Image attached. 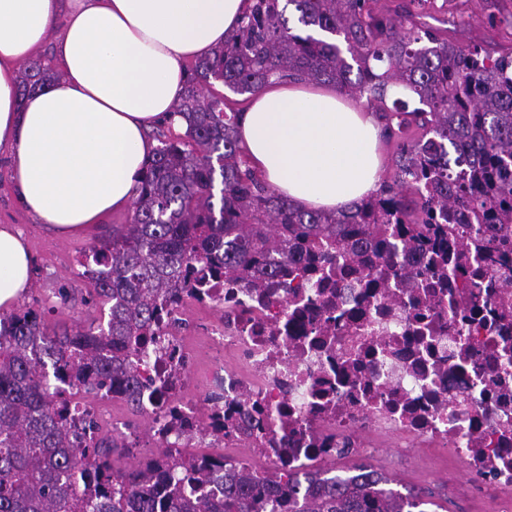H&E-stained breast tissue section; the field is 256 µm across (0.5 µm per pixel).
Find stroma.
Masks as SVG:
<instances>
[{
	"instance_id": "1",
	"label": "stroma",
	"mask_w": 512,
	"mask_h": 512,
	"mask_svg": "<svg viewBox=\"0 0 512 512\" xmlns=\"http://www.w3.org/2000/svg\"><path fill=\"white\" fill-rule=\"evenodd\" d=\"M455 25L449 26V40L458 44H479L489 51L512 50V0H457ZM129 213L109 217L85 234L62 237L39 224L18 200L9 172L8 156L0 152V224H10L27 240L34 256L31 285L21 304H34L45 311L49 324L72 326L90 324L100 318L89 294V283L79 264L82 253L97 239L109 235L113 225L124 224ZM69 288L73 297L61 303L57 289ZM371 456H354L350 462L329 465L328 472L341 475L351 465L370 464L392 478L396 489L419 493L425 512H512V502L494 500L485 492V482L466 477L461 468L423 448H402L395 435H371Z\"/></svg>"
}]
</instances>
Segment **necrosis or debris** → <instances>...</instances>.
Returning <instances> with one entry per match:
<instances>
[{"instance_id": "1", "label": "necrosis or debris", "mask_w": 512, "mask_h": 512, "mask_svg": "<svg viewBox=\"0 0 512 512\" xmlns=\"http://www.w3.org/2000/svg\"><path fill=\"white\" fill-rule=\"evenodd\" d=\"M349 266L334 257L271 298L209 279L145 348L139 369L160 383L143 414L217 426L219 447L246 449L260 475L317 471L349 435L388 430L512 495V273L489 292L469 263L445 288H371ZM213 310L201 365L187 330ZM282 433L287 447H273Z\"/></svg>"}]
</instances>
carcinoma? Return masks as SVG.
Segmentation results:
<instances>
[{"label":"carcinoma","mask_w":512,"mask_h":512,"mask_svg":"<svg viewBox=\"0 0 512 512\" xmlns=\"http://www.w3.org/2000/svg\"><path fill=\"white\" fill-rule=\"evenodd\" d=\"M251 0L237 33L188 67L173 113L184 134L160 125L127 223L83 255L104 324L59 328L23 305L0 317V512H415L419 497L378 486L370 465L341 478L273 471L165 448L112 467L126 437L102 431L64 395L122 396L134 415L150 389L136 367L166 307L201 297L198 269L244 288H276L336 251L360 265L366 249L385 266L395 244L432 256L505 262L512 253V52L462 47L430 25L453 0ZM54 73L27 64L21 94ZM273 78L334 83L366 97L395 146L394 173L350 211L299 209L256 177L238 144L241 109L216 82L252 94ZM505 230L466 236L458 217ZM214 478L224 495L195 496Z\"/></svg>","instance_id":"obj_1"}]
</instances>
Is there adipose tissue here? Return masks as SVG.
Instances as JSON below:
<instances>
[{
	"mask_svg": "<svg viewBox=\"0 0 512 512\" xmlns=\"http://www.w3.org/2000/svg\"><path fill=\"white\" fill-rule=\"evenodd\" d=\"M250 0H0V149L21 203L70 235L128 210L189 62L234 35ZM56 42H49L52 28ZM52 43L62 78L19 97L17 66ZM373 111L332 84L270 81L239 123L250 167L306 210L337 213L382 181ZM32 255L0 225V310L30 286Z\"/></svg>",
	"mask_w": 512,
	"mask_h": 512,
	"instance_id": "1",
	"label": "adipose tissue"
}]
</instances>
